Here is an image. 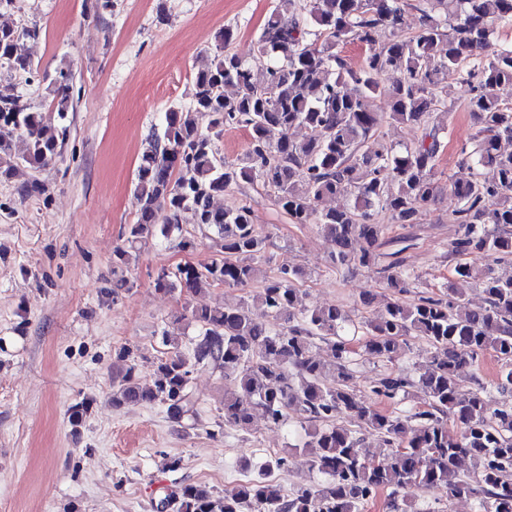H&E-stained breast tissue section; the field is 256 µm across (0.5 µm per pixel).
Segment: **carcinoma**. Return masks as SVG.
Listing matches in <instances>:
<instances>
[{
	"instance_id": "cac0c4a2",
	"label": "carcinoma",
	"mask_w": 512,
	"mask_h": 512,
	"mask_svg": "<svg viewBox=\"0 0 512 512\" xmlns=\"http://www.w3.org/2000/svg\"><path fill=\"white\" fill-rule=\"evenodd\" d=\"M421 27L401 31L408 0H307L303 13L283 23L277 11L267 16L258 38V60L265 61L262 80L252 64L227 51L234 31L224 29L225 51L194 76V97L184 111L166 114L163 135L143 152L136 188L142 207L128 225L130 245L180 230L182 212L217 231L222 256L199 269L190 264L164 269L160 290L197 294L215 285L245 288L255 279L253 260L264 248L245 207L222 210L214 197L240 182H259L273 193L275 204L294 224H318L336 244L332 262L368 266L383 232L373 211L387 210L401 224L413 222L438 193L435 167L441 128H424L421 140L402 153L384 146L375 132L379 123L370 100L389 99L392 118L417 122L437 111L434 93L443 74L471 85L470 101L480 129L471 155L469 178L448 181L459 201L456 221L462 229L454 252H481L496 262L512 257V106L496 89L512 84V48L494 43L497 27H512V0H423ZM390 38L381 51L373 46L383 33ZM36 35L0 28V60L27 70L15 56L18 39ZM363 42L364 64L353 69L339 47ZM400 77L389 88L379 76ZM60 73L58 119L69 111L67 82ZM235 92L224 95V87ZM249 134L244 157L220 162L215 140L224 128ZM297 127L310 136L297 143L288 132ZM279 140L269 138L271 129ZM25 149L11 156L13 134ZM69 133L52 131L43 113L19 98H0V178L21 167L37 169L54 159ZM353 196L343 207L321 208L327 197ZM457 279L480 281L487 306L469 308L462 294L448 285L440 297L420 296L413 303L386 301L365 322L363 355L393 359L407 348L408 337L422 336L431 360L417 381L423 405L409 415L387 413L366 404L353 384L351 354L344 338L346 318L334 306H301L296 288L304 272L282 267L268 278L252 307L193 309L200 334L182 349L172 333H162L171 351L160 359L149 383L130 365L112 376V404L160 403L180 423L196 416L190 390L198 367L211 366L224 376V426L250 429L256 413L280 427L293 418L311 424L304 449L310 469L324 477L290 494L268 482L250 480L216 498L204 486L186 484L170 497L173 512H365L370 500L388 492L389 508L399 512L395 495L408 486L426 491L441 486L448 496H468L476 512H512V403L490 413L479 390L463 387L458 369L491 350L501 361L500 389L512 394V278L492 275L490 268L455 267ZM331 343L333 361L312 352V340ZM412 386L397 375L381 378L372 392L395 400ZM458 423L448 428V418ZM343 418L349 428L336 423ZM379 435L385 451L365 449L360 430ZM475 462L472 475L459 474L458 463Z\"/></svg>"
}]
</instances>
